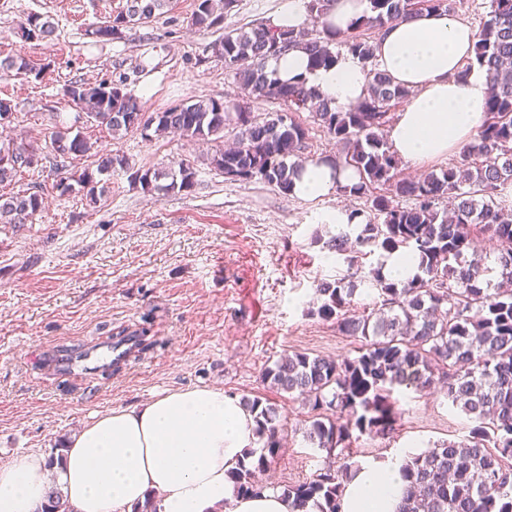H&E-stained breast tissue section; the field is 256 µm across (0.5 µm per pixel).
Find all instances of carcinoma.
I'll return each mask as SVG.
<instances>
[{
	"mask_svg": "<svg viewBox=\"0 0 512 512\" xmlns=\"http://www.w3.org/2000/svg\"><path fill=\"white\" fill-rule=\"evenodd\" d=\"M173 0H126L108 24L93 35L110 40L121 29L148 24L171 9ZM238 0H195L192 25L212 33L224 29V15ZM455 12V0H369V10L338 39L323 30L294 33L259 22L223 33L206 46L224 59V69L241 90L242 100L201 98L145 115L140 100L120 84L72 81L64 95L88 122L112 134L139 128L156 136L177 134L195 142L224 139V129L240 128L233 146L220 148L207 163L232 180H258L292 194L293 176L303 165L307 128L298 120L307 112L342 148L336 160L352 169L357 182L341 192L371 203L356 238L338 235L325 241L346 256L348 279L316 288L318 313L336 318L340 331L361 341L357 356L336 361L294 353L262 374L277 389L304 397L318 411L306 439L326 452L328 465L315 478L284 485L291 512H342L344 485L352 465L336 464V451H350L353 432L387 433L394 428L391 392L397 386L423 391L441 384L448 400L473 423L468 438L442 441L412 453L402 475L410 493L397 512H512V204L501 188L512 184V0H489L475 43L476 62L484 69L489 95L485 119L473 142L462 147L458 165L418 179L399 173V159L382 131L393 105L408 90L393 83L373 64L368 33L411 18L422 11ZM24 40H44L55 25L32 13L20 25ZM303 45L311 68L336 62L339 47L358 56L369 70V92L358 105L342 111L318 100L305 80L283 82L268 71L270 59ZM0 72L40 75L41 69L21 55L0 59ZM279 100L286 112L252 115L240 102ZM56 165L78 157L96 160L56 183L59 195L76 193L89 205L104 194L101 176L120 168L132 186L145 193L189 191L196 170L180 163L169 175L150 167L132 169L120 154L101 155L83 132L61 127L52 133ZM41 148L34 141L0 138V187L35 167ZM169 177L170 183L161 180ZM44 208L39 191L0 193V224L21 227ZM495 242L494 266L476 252L466 255L474 232ZM365 247L391 253L408 250L419 256L418 269L404 282L386 280L381 269L365 273L359 253ZM497 273V282L488 275ZM377 291L378 308L347 315L357 283ZM256 423L260 451L246 452L227 472L237 495L259 496L270 486L257 474L270 468L281 447L276 407L256 398L245 403ZM43 512H73L60 492L48 497Z\"/></svg>",
	"mask_w": 512,
	"mask_h": 512,
	"instance_id": "obj_1",
	"label": "carcinoma"
}]
</instances>
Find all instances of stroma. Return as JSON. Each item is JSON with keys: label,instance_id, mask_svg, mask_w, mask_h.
<instances>
[{"label": "stroma", "instance_id": "1", "mask_svg": "<svg viewBox=\"0 0 512 512\" xmlns=\"http://www.w3.org/2000/svg\"><path fill=\"white\" fill-rule=\"evenodd\" d=\"M124 3L0 0V56L49 66L40 80L0 75V98L16 110L15 135L42 149L38 167L12 188L38 187L45 201L24 227L0 224V462L36 452L54 467L95 415L204 387L275 403L284 446L264 479L274 486L312 479L326 462L304 438L312 407L270 388L262 374L295 352L355 356L356 341L318 315L316 287L348 270L323 239L358 233L356 225L335 223L337 208L367 204L340 193L305 200L262 182L232 181L204 163L210 145L138 132L115 137L96 126L85 129L96 151L125 155L138 167L192 163L195 186L147 195L115 169L96 206L59 195L61 172L49 144L56 127L77 114L62 94L65 84L124 82L147 113L240 94L223 60L205 50L211 35L191 23L194 0H175L163 17L120 38H92ZM31 13L53 18L54 40L20 39ZM117 336L139 340L127 367L69 377L48 366L54 354L80 355ZM393 399L394 432L360 435L350 462L420 453L469 434V419L440 389L400 387Z\"/></svg>", "mask_w": 512, "mask_h": 512}]
</instances>
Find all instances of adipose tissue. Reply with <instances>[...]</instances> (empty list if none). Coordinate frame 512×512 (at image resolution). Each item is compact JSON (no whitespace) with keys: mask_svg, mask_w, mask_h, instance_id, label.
Segmentation results:
<instances>
[{"mask_svg":"<svg viewBox=\"0 0 512 512\" xmlns=\"http://www.w3.org/2000/svg\"><path fill=\"white\" fill-rule=\"evenodd\" d=\"M474 31L444 12H422L384 30L373 64L412 95L388 131V145L413 165L447 155L473 140L488 97L474 68ZM281 79L305 78L339 109L367 94L368 66L348 51L334 65L310 69L306 51L270 60ZM351 170L316 159L293 180L304 199L335 194L353 183ZM255 422L237 398L211 388L174 391L133 408L96 415L48 469L41 455H18L0 465V512H42L51 487H60L75 512H129L159 494L158 512H289L280 491L238 497L226 473L254 447ZM399 461L359 468L346 486L343 512H394L406 483Z\"/></svg>","mask_w":512,"mask_h":512,"instance_id":"ef3b65f1","label":"adipose tissue"}]
</instances>
